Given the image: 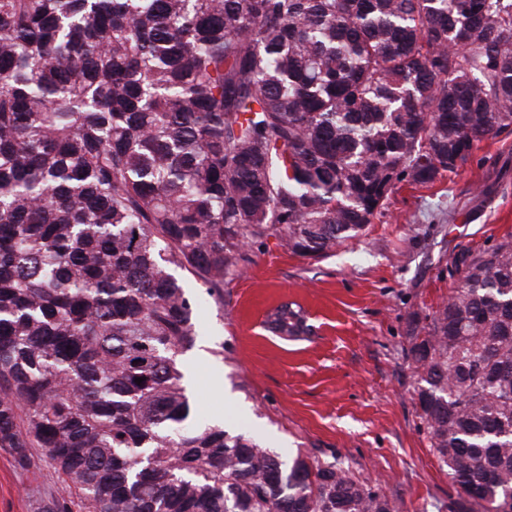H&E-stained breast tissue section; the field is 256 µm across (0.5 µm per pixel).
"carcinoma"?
<instances>
[{
    "instance_id": "1",
    "label": "carcinoma",
    "mask_w": 512,
    "mask_h": 512,
    "mask_svg": "<svg viewBox=\"0 0 512 512\" xmlns=\"http://www.w3.org/2000/svg\"><path fill=\"white\" fill-rule=\"evenodd\" d=\"M511 127L512 0H0V449L36 512H399L194 424L179 274L221 303L246 244L328 256ZM449 274L420 418L451 512H512V235Z\"/></svg>"
}]
</instances>
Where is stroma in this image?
<instances>
[{"label":"stroma","mask_w":512,"mask_h":512,"mask_svg":"<svg viewBox=\"0 0 512 512\" xmlns=\"http://www.w3.org/2000/svg\"><path fill=\"white\" fill-rule=\"evenodd\" d=\"M510 233L512 130L429 186L398 184L362 236L325 258L293 255L273 237L248 248L223 305L202 300L197 311L185 371L199 424L221 421L285 460H337L400 512H450L458 488L419 418L408 350L457 285L452 256ZM285 302L303 309L308 334L267 328ZM46 481L19 475L0 450V512H34L29 491Z\"/></svg>","instance_id":"obj_1"}]
</instances>
